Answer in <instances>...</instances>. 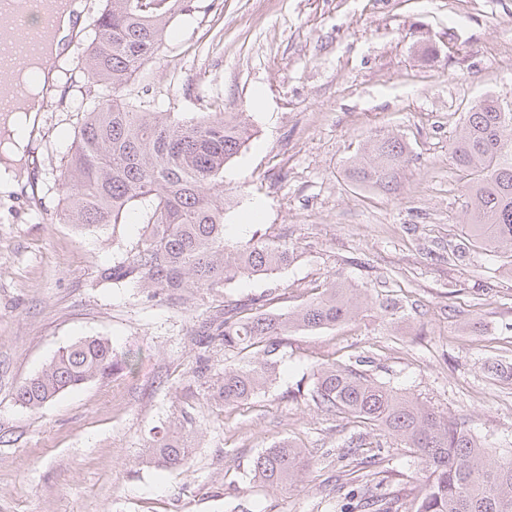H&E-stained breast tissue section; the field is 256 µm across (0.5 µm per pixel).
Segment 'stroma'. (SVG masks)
I'll list each match as a JSON object with an SVG mask.
<instances>
[{
	"label": "stroma",
	"mask_w": 512,
	"mask_h": 512,
	"mask_svg": "<svg viewBox=\"0 0 512 512\" xmlns=\"http://www.w3.org/2000/svg\"><path fill=\"white\" fill-rule=\"evenodd\" d=\"M130 81L165 112H234L254 135L224 171L225 236L282 238L295 260L170 305L99 271L138 224L93 233L62 220L56 185L88 93L83 55L40 114L26 190L0 195V512H336L356 484L411 505L417 457L379 429L316 405L320 367L367 357L372 380L465 423L512 457V258L471 247L448 142L472 103H512V0H192ZM401 138L392 190L352 182L375 135ZM333 280L366 289L352 320L281 340L278 375L243 404L214 392L239 355L201 332L225 307L292 309ZM84 336L138 356L30 410L16 387ZM506 371L492 378L491 369ZM188 419L186 471L146 463L155 431ZM366 445L352 450L350 436ZM291 440L307 465L287 487L249 475ZM385 450L364 467L370 445Z\"/></svg>",
	"instance_id": "35a3bbf8"
}]
</instances>
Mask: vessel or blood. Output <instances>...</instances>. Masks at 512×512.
Masks as SVG:
<instances>
[{
  "label": "vessel or blood",
  "instance_id": "obj_1",
  "mask_svg": "<svg viewBox=\"0 0 512 512\" xmlns=\"http://www.w3.org/2000/svg\"><path fill=\"white\" fill-rule=\"evenodd\" d=\"M60 5V0H0V112L23 96L18 86L5 82V75L42 50Z\"/></svg>",
  "mask_w": 512,
  "mask_h": 512
}]
</instances>
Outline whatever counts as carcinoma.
Masks as SVG:
<instances>
[{"label":"carcinoma","instance_id":"1","mask_svg":"<svg viewBox=\"0 0 512 512\" xmlns=\"http://www.w3.org/2000/svg\"><path fill=\"white\" fill-rule=\"evenodd\" d=\"M188 0H105L92 20L88 74L98 90L80 105L60 175L65 221L82 231L126 224L143 217L137 245L102 268V282L133 283L174 306L192 294L214 291L288 265L294 247L285 239L224 236V170L250 138L249 128L222 112H160L153 101L133 104L125 89L153 60L171 19ZM448 158L465 179V207L472 246L512 255V111L488 95L467 112ZM407 162L406 144L395 136L372 139L355 157L352 181L387 188ZM366 291L332 281L292 311L232 308L207 329L242 363L224 368L215 396L226 405L244 403L276 376L281 337L355 317L368 305ZM362 359L317 371L312 399L328 411L379 428L413 450L427 473L412 512H512V459H491L472 430L435 408L399 395L357 369ZM135 355L119 354L100 337L64 347L37 374L17 387L16 401L37 410L58 394L97 377L133 371ZM191 441L163 430L152 439L149 462L184 471ZM303 450L289 441L253 459L250 472L266 487L288 485L303 467ZM360 512H399L386 494L356 488Z\"/></svg>","mask_w":512,"mask_h":512}]
</instances>
